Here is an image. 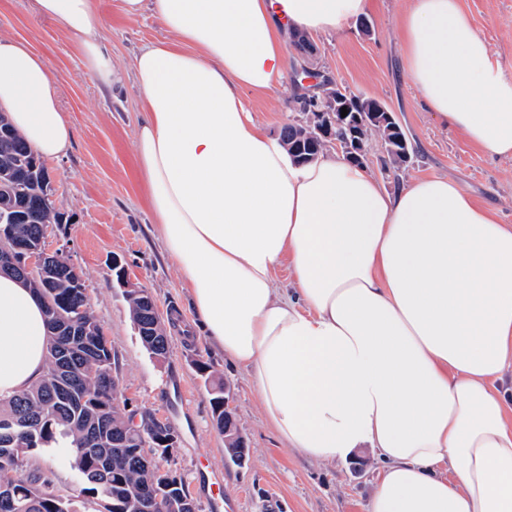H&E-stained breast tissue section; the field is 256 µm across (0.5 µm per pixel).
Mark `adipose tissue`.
<instances>
[{
	"label": "adipose tissue",
	"mask_w": 512,
	"mask_h": 512,
	"mask_svg": "<svg viewBox=\"0 0 512 512\" xmlns=\"http://www.w3.org/2000/svg\"><path fill=\"white\" fill-rule=\"evenodd\" d=\"M123 3L178 38L135 57V147L196 330L247 371L285 445L324 462L375 450L369 512H512V225L445 176L390 192L341 158L294 163L244 99L282 83L289 32H339L373 0ZM35 10L112 83L97 0ZM398 26L422 109L512 157V75L460 0H408ZM0 108L39 156L70 148L48 70L20 42L0 40ZM48 341L37 295L0 275V398L41 380Z\"/></svg>",
	"instance_id": "ef3b65f1"
}]
</instances>
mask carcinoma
Returning a JSON list of instances; mask_svg holds the SVG:
<instances>
[{
    "instance_id": "cac0c4a2",
    "label": "carcinoma",
    "mask_w": 512,
    "mask_h": 512,
    "mask_svg": "<svg viewBox=\"0 0 512 512\" xmlns=\"http://www.w3.org/2000/svg\"><path fill=\"white\" fill-rule=\"evenodd\" d=\"M313 132L309 123L285 125L281 140L288 146L305 139ZM379 138L387 148L388 160L396 171L401 169L393 143L386 129L371 126L364 129L365 146ZM40 162L18 132L8 140H0V179L22 175L18 184L20 202L27 203L28 220L11 225L13 239L33 242L40 238L43 228L59 223L62 213L56 211L39 181ZM44 302L49 319L65 317L75 321L83 331L79 341L65 339L64 349L73 356L74 372L70 376L72 391H85L91 397L85 402H64L59 397L58 351L49 344L46 371L31 388L13 397L0 399V480L11 486V494L0 496V512H78L73 503L64 500L53 488L50 478L40 472L20 473L25 457L41 452L59 438L70 441V464L84 475L88 490L100 500L102 512H143L145 500L154 503L153 512H191L193 497L185 481L174 474L179 486L162 483L159 459L165 448L152 447L155 430L144 419L135 430L132 417L121 413L114 405L112 376V347L101 334V326L91 310L86 288L66 284L48 296L36 277L24 278ZM130 314L138 325V334L146 350L164 355L168 336L161 325L144 335L143 295L127 292ZM224 388H212L213 419L219 432H224Z\"/></svg>"
}]
</instances>
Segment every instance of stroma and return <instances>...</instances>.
Returning <instances> with one entry per match:
<instances>
[{"label": "stroma", "instance_id": "obj_1", "mask_svg": "<svg viewBox=\"0 0 512 512\" xmlns=\"http://www.w3.org/2000/svg\"><path fill=\"white\" fill-rule=\"evenodd\" d=\"M486 38L496 59L512 67V0H460ZM405 0H375L362 20L339 34H310L317 49L310 65L349 93L387 104L414 148L413 164L393 170L379 142L369 150V169L387 190L422 176L445 175L472 198L512 224V158H493L457 131L441 128L424 112L404 77L402 42L396 20ZM104 25L99 39L112 55L122 83L105 87L93 76L77 41L54 21L39 16L34 0H0V39L26 43L44 61L60 104L75 133L71 148L47 160L53 182L50 199L66 221L52 225L50 249L63 250L84 273L91 309L112 346V372L128 410L148 411L169 424L177 446L166 467L180 474L197 512H368L380 464L369 448L346 460L319 462L286 447L266 421L247 372L225 362L192 331L193 310L178 270L165 255L135 157L142 117L132 82L137 52L173 33L150 13L128 19L123 0H99ZM289 73L275 90L245 99L254 120L270 135L302 119L295 100L303 92L293 68L302 58L288 48ZM120 258L131 281L154 299L169 337L165 358L142 345L125 291L112 271ZM206 372H199V365ZM222 383L247 441L244 463L225 457L224 437L212 419V386ZM47 471L57 494L79 512H99L65 452L28 456L23 472ZM224 500L214 509L212 492Z\"/></svg>", "mask_w": 512, "mask_h": 512}]
</instances>
